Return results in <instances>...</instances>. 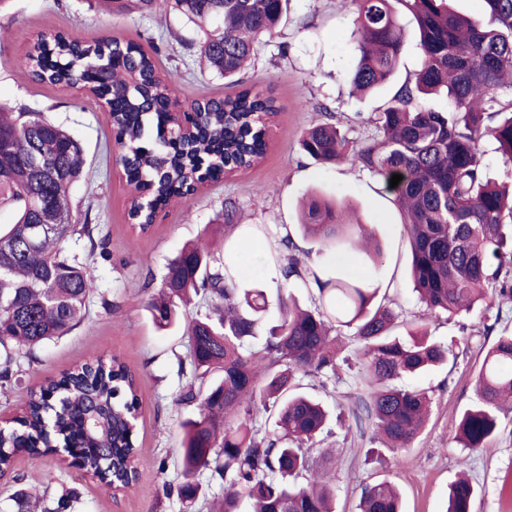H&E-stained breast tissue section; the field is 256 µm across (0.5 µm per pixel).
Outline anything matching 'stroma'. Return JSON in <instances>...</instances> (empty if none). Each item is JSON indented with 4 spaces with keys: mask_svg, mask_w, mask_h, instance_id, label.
Segmentation results:
<instances>
[{
    "mask_svg": "<svg viewBox=\"0 0 512 512\" xmlns=\"http://www.w3.org/2000/svg\"><path fill=\"white\" fill-rule=\"evenodd\" d=\"M353 18L350 0H287L273 36L261 39L255 57L231 84L202 63L203 33L172 11L115 14L102 0H9L0 9V105L45 113L82 144L86 173L69 194L74 223L89 225L93 235L71 236L64 249L79 261L93 263L99 275L81 322L33 357L19 358L17 382L0 391V419L22 415L31 393L99 356L124 361L138 377L142 399L138 473L132 486L104 485L61 452L40 461L20 456L0 477V512H13L15 495L28 487L34 474L48 496L76 491L70 512H198V505L164 496L161 490L162 483L182 480V425L198 414L196 403L176 401L194 382L188 367L191 348L182 328L159 329L146 304L159 289L166 264L184 244L202 238L207 226L223 224L225 199L238 205L226 236L243 226L270 244L291 236L296 245L293 256L304 272L318 263L340 276L360 278L390 300L402 320H418L423 309L412 293L410 247L403 216L391 195L357 164L322 165L299 145L304 128L331 118L353 141L370 140L376 133L372 115L384 108L396 85L414 79L419 68V33L407 17L394 83L362 98L350 96ZM42 32H64L87 43L115 38L139 45L153 55L161 74H174V96L182 102L220 98L243 86L270 94L279 111L265 155L253 167L173 202L148 233H139L128 217L129 187L105 101L79 88L38 83L16 66ZM311 191L357 209L380 244L376 262L348 269L339 254L302 236L299 202ZM94 241L99 244L95 251L90 248ZM288 258L283 255L258 266L250 252H241L238 286L264 291L272 303L286 288L301 305L312 306L315 290L308 277L278 278ZM493 317L512 329V302L480 307L432 325L433 336L453 346L457 359L438 371L401 378V386L433 389L434 403L424 433L413 448L402 452L399 467H382L368 455L370 441L347 434L351 373H343L326 390L308 380L307 392L321 397L330 412L331 433L323 445L335 451L337 512H357L361 484L384 477L399 484L405 512H445L448 486L463 467L478 490L473 512H512V413L502 415L501 431L485 449L471 452L453 440L459 416L476 398L477 346L486 320Z\"/></svg>",
    "mask_w": 512,
    "mask_h": 512,
    "instance_id": "obj_1",
    "label": "stroma"
}]
</instances>
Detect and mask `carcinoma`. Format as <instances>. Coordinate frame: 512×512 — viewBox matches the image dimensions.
Wrapping results in <instances>:
<instances>
[{"mask_svg":"<svg viewBox=\"0 0 512 512\" xmlns=\"http://www.w3.org/2000/svg\"><path fill=\"white\" fill-rule=\"evenodd\" d=\"M112 12L152 15L171 8L203 29L201 51L216 73L230 79L251 60L254 46L283 14V0H108ZM452 0H352L356 63L349 84L363 94L388 84L403 51L397 7L417 23L419 70L401 84L372 123L377 136L357 148L330 122L303 131L306 155L324 165L357 163L378 178L404 216L412 262L413 290L429 321L468 313L489 296L512 299V186L484 173L483 147L495 146L512 165V0H483L484 13L457 12ZM18 66L33 79L81 85L106 97L127 168L131 223L140 233L155 223L158 207L193 192L202 173L247 169L264 156L274 99L244 88L233 96L191 101L194 133L166 126L173 76H162L154 57L117 39L84 44L56 32L38 36ZM444 96L448 109L428 105ZM80 143L41 112L0 110V210L13 222L0 228V387L15 380L12 365L36 348L66 334L97 290V269L65 253L63 242L92 228L71 222L69 188L84 171ZM403 179L390 187L392 175ZM347 207L318 192L300 205V228L329 251L352 261L377 260L379 246L344 223ZM43 225L35 240L30 226ZM318 305L302 307L290 294L278 296V321L260 349L256 337L268 314L263 293L239 297L228 267L211 247L185 246L166 265L158 296L147 305L153 322L167 329L181 309L207 296L219 311L188 323L192 370L221 377L199 400L196 418L183 424L180 448L183 481L163 483L193 503L196 477L207 472L224 483L209 512H334L333 455L313 454L328 427L322 402L303 391L307 377L326 389L336 382L342 353L338 330H352L360 371L349 398L348 431L381 440L383 465L413 447L434 402L433 391L405 388L396 381L430 372L455 356L425 328L396 332L398 314L376 291L356 281L308 272ZM476 400L456 425L455 440L470 451L486 447L500 431V414L512 410V332L503 330L481 346ZM269 412L272 429L257 424L255 402ZM140 396L136 376L116 357L87 361L40 392L31 394L15 427L0 426V471L20 455L38 459L54 448H71L80 466L100 481H129L127 462L138 454L136 420ZM477 490L460 477L448 491L447 512H472ZM75 492L42 503L41 512H68ZM358 512H403L394 482L361 486Z\"/></svg>","mask_w":512,"mask_h":512,"instance_id":"obj_1","label":"carcinoma"}]
</instances>
